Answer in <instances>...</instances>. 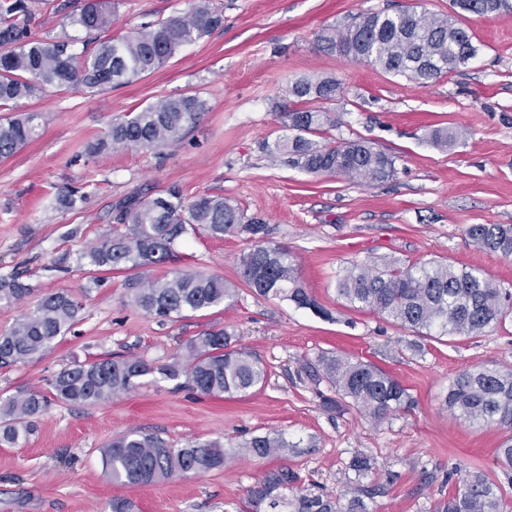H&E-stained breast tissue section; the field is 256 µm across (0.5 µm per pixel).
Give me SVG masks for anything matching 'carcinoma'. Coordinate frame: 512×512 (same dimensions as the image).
Segmentation results:
<instances>
[{
  "instance_id": "cac0c4a2",
  "label": "carcinoma",
  "mask_w": 512,
  "mask_h": 512,
  "mask_svg": "<svg viewBox=\"0 0 512 512\" xmlns=\"http://www.w3.org/2000/svg\"><path fill=\"white\" fill-rule=\"evenodd\" d=\"M117 0H83L68 5L54 0H0V112H11L21 101L48 88L94 89L127 84L172 58L182 47L210 35L223 23L210 0H194L190 11L172 14L139 30L115 38L112 16ZM450 6L477 16L512 10V0H450ZM64 12L62 29L76 34L38 37L42 10ZM85 36H77L78 32ZM319 47L328 54L359 64L381 67L394 75L427 84L448 76L476 55L469 30L448 16L427 17L414 10L362 13L340 29L320 35ZM293 107L280 113L288 135L269 149L273 159L314 175H339L374 184L395 176V158L368 142L327 138L335 121L315 104L332 101L345 92L332 77L300 78L288 84ZM208 102L198 95L167 97L115 120L103 137L91 144V156L133 148L162 149L179 141ZM39 113L27 112L0 122V159L13 156L38 136ZM116 223L123 229L97 239L79 257L99 285L103 272L162 265L190 231L213 237L238 232L265 234L263 224H246L239 208L221 195L203 194L185 200L172 187L157 195L125 201ZM466 234L479 247L512 256V226L472 224ZM242 276L257 295L289 301L326 317L328 312L299 281L288 248L258 239L240 258ZM337 292L350 307L377 313L417 334L440 339L480 335L512 316V305L493 281L476 269H457L438 261L379 268L354 264L339 272ZM131 302L162 321L186 312L217 307L235 288L214 274L176 273L131 286ZM31 292L15 275L0 278V301L22 300ZM82 304L61 291L41 298L7 331L0 333V368L41 355L76 322ZM318 382L326 380L374 424L411 412L415 400L396 378L373 364L341 355L322 356L308 366ZM174 381L201 396L246 394L265 383L267 371L249 350L236 345L226 329L207 330L190 339L173 361L154 367L136 358L104 357L76 361L47 380L48 393L20 390L0 397V440L16 443L34 430L51 399L76 406H95L139 386L145 376ZM448 411L471 426L496 424L512 432V370L479 366L456 375L448 384ZM296 445L283 435H254L239 449L256 458L286 457ZM217 441L191 442L175 448L156 436L129 432L102 450L105 471L124 485H147L188 473L204 474L224 468L233 456ZM298 476L282 466L267 471L250 489L243 512H365L357 489L347 510L324 491L297 486ZM435 512H512L502 487L483 472L468 473Z\"/></svg>"
}]
</instances>
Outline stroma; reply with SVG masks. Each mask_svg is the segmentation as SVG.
<instances>
[{
    "label": "stroma",
    "instance_id": "obj_1",
    "mask_svg": "<svg viewBox=\"0 0 512 512\" xmlns=\"http://www.w3.org/2000/svg\"><path fill=\"white\" fill-rule=\"evenodd\" d=\"M410 0H211L224 24L183 47L154 71L105 90H50L23 111L41 115L37 138L0 161V278L22 274L31 293L0 302V331L46 294L89 288L76 323L53 347L0 370V395L41 390L73 362L105 355L171 362L200 332L224 328L258 355L265 384L243 396L201 397L173 382L142 378L133 391L97 406L53 403L35 432L0 443V512H111L113 499L134 512H240L248 489L269 469L295 471L302 487L319 486L349 500L348 466L370 456L362 485L376 488L369 512H430L447 499L452 470L483 471L512 497L498 461L506 428L469 426L446 404L448 383L481 365L512 369V321L481 336L439 341L393 321L354 310L336 291V274L354 263L400 266L443 260L476 268L512 290V257L475 245L472 224L512 225V12L461 15L477 55L452 74L421 85L377 67L322 52L317 37L361 12L397 10ZM191 0H121L113 35L186 12ZM334 77L346 92L328 108L333 138L369 141L396 157L395 176L368 185L315 176L272 160L267 143L285 135L279 119L289 81ZM196 94L209 109L180 142L163 151L137 148L85 153L113 120L159 99ZM460 131L448 149L435 128ZM179 187L186 199L218 193L246 217L266 224V239L288 247L299 278L331 314L256 295L240 274L248 234L187 235L174 261L107 275L90 287L78 257L114 228L117 203L145 190ZM78 190L74 209L58 194ZM179 271L218 274L232 284L231 303L162 322L135 308L128 282ZM343 355L373 363L398 379L416 406L380 425L354 408H329L328 384L303 365ZM138 431L180 448L192 441L236 447L253 435L277 433L297 450L284 459L238 454L223 469L149 485L112 482L101 451L116 436Z\"/></svg>",
    "mask_w": 512,
    "mask_h": 512
}]
</instances>
